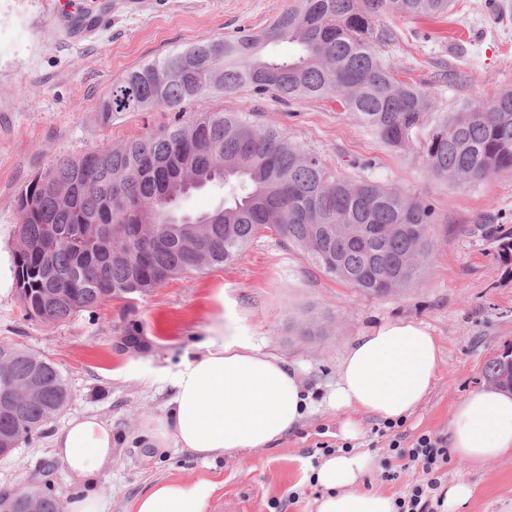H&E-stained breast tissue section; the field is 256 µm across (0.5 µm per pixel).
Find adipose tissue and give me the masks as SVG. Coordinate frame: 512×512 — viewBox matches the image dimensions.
Masks as SVG:
<instances>
[{
    "label": "adipose tissue",
    "instance_id": "1",
    "mask_svg": "<svg viewBox=\"0 0 512 512\" xmlns=\"http://www.w3.org/2000/svg\"><path fill=\"white\" fill-rule=\"evenodd\" d=\"M203 352L172 375L173 396L152 425L158 443L173 442L204 461L271 448L301 424L307 403L296 370L236 336L207 338ZM441 347L429 327L400 319L359 337L343 359L330 405L347 413L342 432L357 436L356 413L396 421L430 394ZM449 443L462 462L482 465L512 458V394L471 392L452 410ZM120 444L109 422L94 414L71 418L53 436L55 455L79 486L67 512H107L100 480ZM368 453L340 451L311 469L321 490L311 512H396L391 495L365 488ZM212 486L162 480L136 498L134 512H206Z\"/></svg>",
    "mask_w": 512,
    "mask_h": 512
}]
</instances>
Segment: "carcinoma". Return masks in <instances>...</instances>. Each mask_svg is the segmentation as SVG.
Listing matches in <instances>:
<instances>
[{"mask_svg": "<svg viewBox=\"0 0 512 512\" xmlns=\"http://www.w3.org/2000/svg\"><path fill=\"white\" fill-rule=\"evenodd\" d=\"M453 0H295L258 31L204 36L127 72L98 111L166 108L174 123L62 158L18 194L15 277L26 314L62 320L102 302L145 296L165 283L236 260L263 232L279 236L325 274L367 295L409 287L430 258L429 201L372 178L328 165L280 126L247 112H201L186 106L242 88L281 100L332 101L395 150L415 149L437 179L478 183L512 171V89L489 104L450 112L437 98L399 81L383 48L393 31L387 13L446 19ZM288 41L298 51L265 58V44ZM39 181L51 185L44 191ZM224 189L213 211L189 214L181 201ZM13 384L22 391L17 420L0 407V435L29 436L69 402L60 370L24 348H9ZM487 381L512 391V350L485 366ZM63 512L51 479L0 494V512Z\"/></svg>", "mask_w": 512, "mask_h": 512, "instance_id": "1", "label": "carcinoma"}]
</instances>
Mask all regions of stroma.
I'll return each mask as SVG.
<instances>
[{
  "label": "stroma",
  "mask_w": 512,
  "mask_h": 512,
  "mask_svg": "<svg viewBox=\"0 0 512 512\" xmlns=\"http://www.w3.org/2000/svg\"><path fill=\"white\" fill-rule=\"evenodd\" d=\"M290 0H82L105 11V28L83 39L65 38L61 17L42 0H0V246L14 249L16 199L28 181L57 160L103 146H119L162 126L164 108L104 118L99 100L126 72L182 47L200 35L254 31L270 25ZM397 39L385 56L397 78L447 102L449 111L491 101L512 88V0H456L445 21L380 17ZM452 67L439 83L440 67ZM250 112L320 151L352 176L364 161L379 182L430 200L437 212L432 256L409 288L366 295L322 273L277 236L261 237L232 264L171 280L146 296L114 299L60 321L28 317L18 288L0 297V343L31 350L61 371L70 394L63 411L15 452L0 458V491L31 486L54 464L55 490L77 489L58 462L51 437L74 416L91 412L121 437L101 479L109 512H133V502L162 479L205 480L215 489L206 512H308L318 497L310 470L321 443H351L368 452L367 488L404 496L423 475L403 470L385 480L388 441L383 422L361 415V433L345 440V413L328 404L339 366L352 342L386 321L428 325L442 359L435 386L400 432L447 436L452 408L487 384L485 363L512 347V274L500 263L493 237L512 230V171L475 183L439 180L414 150H394L336 103L285 104L243 90L210 94L190 104L198 112ZM325 318V333L301 337L305 313ZM239 336L284 360L304 382L309 411L301 426L275 447L235 459L202 462L174 445L155 447L146 428L172 396L171 374L200 352L212 328ZM465 479L473 489L461 512H512V459L482 465L451 461L442 485Z\"/></svg>",
  "instance_id": "stroma-1"
}]
</instances>
